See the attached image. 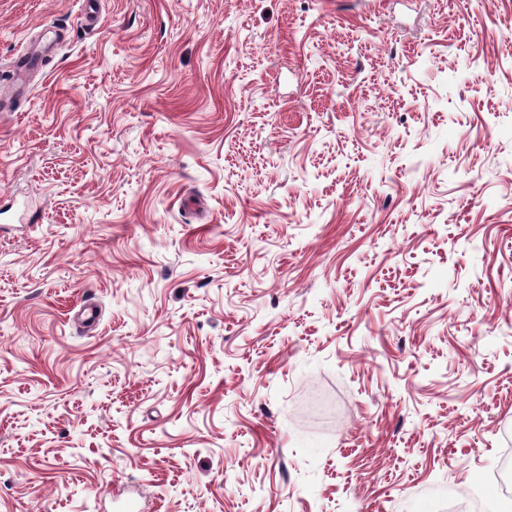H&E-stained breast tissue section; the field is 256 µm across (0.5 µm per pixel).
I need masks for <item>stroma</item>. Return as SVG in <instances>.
I'll list each match as a JSON object with an SVG mask.
<instances>
[{
  "label": "stroma",
  "instance_id": "obj_1",
  "mask_svg": "<svg viewBox=\"0 0 512 512\" xmlns=\"http://www.w3.org/2000/svg\"><path fill=\"white\" fill-rule=\"evenodd\" d=\"M0 102V512H512V0H0Z\"/></svg>",
  "mask_w": 512,
  "mask_h": 512
}]
</instances>
